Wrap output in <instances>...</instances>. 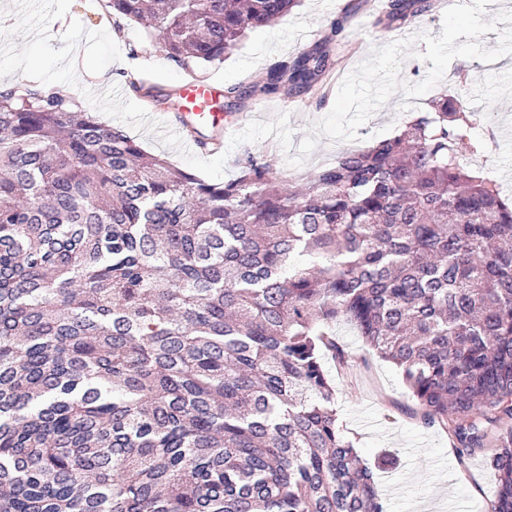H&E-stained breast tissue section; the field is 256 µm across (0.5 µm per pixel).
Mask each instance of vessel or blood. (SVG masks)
Returning a JSON list of instances; mask_svg holds the SVG:
<instances>
[{
	"instance_id": "vessel-or-blood-1",
	"label": "vessel or blood",
	"mask_w": 512,
	"mask_h": 512,
	"mask_svg": "<svg viewBox=\"0 0 512 512\" xmlns=\"http://www.w3.org/2000/svg\"><path fill=\"white\" fill-rule=\"evenodd\" d=\"M174 92L178 106L166 110L163 118L180 139L191 140L190 130L194 127L201 130L223 128V113L211 109L212 102L219 94L218 84L183 80L175 86Z\"/></svg>"
}]
</instances>
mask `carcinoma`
Returning a JSON list of instances; mask_svg holds the SVG:
<instances>
[{
  "instance_id": "1",
  "label": "carcinoma",
  "mask_w": 512,
  "mask_h": 512,
  "mask_svg": "<svg viewBox=\"0 0 512 512\" xmlns=\"http://www.w3.org/2000/svg\"><path fill=\"white\" fill-rule=\"evenodd\" d=\"M299 2L106 7L195 79ZM340 30L224 97L311 92ZM429 107L296 191L250 151L210 183L53 89L0 92V512H386L395 460L362 462L322 367L340 320L512 512V198L462 162L464 93Z\"/></svg>"
}]
</instances>
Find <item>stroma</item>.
Instances as JSON below:
<instances>
[{"mask_svg": "<svg viewBox=\"0 0 512 512\" xmlns=\"http://www.w3.org/2000/svg\"><path fill=\"white\" fill-rule=\"evenodd\" d=\"M347 2L302 0L299 7L275 25L249 31L240 47L223 63L204 71L205 81H216L224 87L243 81L257 82L275 62L309 47L311 36H323L334 21L343 23L336 38L335 64L325 79V89L299 96L271 94L259 101L248 100L244 108L225 116V136L242 130L249 121H266L276 112L284 111L289 113L294 130L292 142L300 144L312 125L330 112L343 78L369 58L374 47L419 32L439 36L442 15L457 0H433L432 10L416 23L389 32L375 25L370 7L344 16ZM73 20L89 31L106 30L121 52L120 61L111 63L101 74L82 71L78 74V86L59 85V92L80 102L84 111L92 109L83 95L87 89L96 92L110 85L124 99L134 102L138 96L129 87L130 79L144 78L166 88L182 79V71L158 51L156 32L109 15L103 0H72L66 18L49 25L53 48H61V37ZM461 86L467 89L474 112L473 133L485 144L484 152L470 157L469 162L484 173H495L504 193L512 196V54L489 64L454 58L443 79L427 96L406 99L399 93L393 95L359 128L357 140L333 142L319 137L311 156L296 167L287 164L285 153L274 138L238 145L228 156L224 177L232 179L237 173L238 157L251 151L266 155L284 183L305 181L333 163L338 155L395 135L413 113L427 111L431 98L453 94ZM333 336L349 355L347 365L342 367L331 358L323 360L335 386L340 425L366 462H374L383 455L397 459L395 467L380 471L378 476L388 512H491L496 480L485 455L458 461L448 433L441 427L421 423L417 405L396 367L369 350L349 323H336Z\"/></svg>", "mask_w": 512, "mask_h": 512, "instance_id": "1", "label": "stroma"}]
</instances>
